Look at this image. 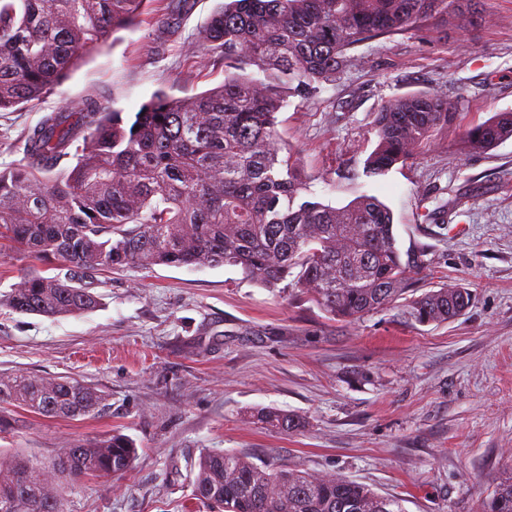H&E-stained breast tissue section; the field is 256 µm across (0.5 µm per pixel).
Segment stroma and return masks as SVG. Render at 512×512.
<instances>
[{
	"instance_id": "1",
	"label": "stroma",
	"mask_w": 512,
	"mask_h": 512,
	"mask_svg": "<svg viewBox=\"0 0 512 512\" xmlns=\"http://www.w3.org/2000/svg\"><path fill=\"white\" fill-rule=\"evenodd\" d=\"M194 2L164 40L168 15L155 0L57 92L0 112V169L18 160L25 128L88 90L130 117L157 91L219 86L223 65L199 67L185 48L224 0ZM480 9L478 19L452 16L356 47L358 65L312 97H289L277 126L310 199L340 208L367 193L390 208L398 246L417 264L414 294L470 289L455 321L416 324L398 306L341 321L293 279L268 288L231 265L86 273L102 304L80 316L0 308V375L67 376L106 396L100 416L80 420L0 404L13 426L0 448L47 464L66 441L113 431L138 448L122 477L64 481L67 512H209L191 487L208 448L340 475L401 498L405 512H479L512 461V138L484 152L463 141L512 111V0ZM432 89L452 107L448 127L415 158L365 177L376 113ZM262 407L306 425L286 434L256 423Z\"/></svg>"
}]
</instances>
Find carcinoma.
<instances>
[{"label": "carcinoma", "instance_id": "obj_1", "mask_svg": "<svg viewBox=\"0 0 512 512\" xmlns=\"http://www.w3.org/2000/svg\"><path fill=\"white\" fill-rule=\"evenodd\" d=\"M148 0H0V112L53 93L86 57L133 26ZM460 0H231L216 11L192 57L223 64L224 82L205 93L156 92L134 117L92 91L21 133L22 158L0 170V240L66 272H29L0 294L26 315L78 316L101 297L74 269L167 265L241 268L272 287L293 275L308 298L339 319H359L408 292L389 209L372 195L337 208L302 198L299 159L282 144L277 113L354 65L352 50L439 20ZM452 118L436 91L409 94L376 113L377 143L366 173L413 158ZM512 138V112L469 129L466 148ZM470 293L443 286L406 301L407 319L448 322ZM0 403L48 418L104 411L105 395L73 378L0 377ZM283 432L298 415L261 409ZM138 456L113 432L73 440L49 465L0 452V512H65L61 479L112 478ZM193 468V496L212 512H404L396 498L341 477H314L234 452L206 450ZM482 512H512V466Z\"/></svg>", "mask_w": 512, "mask_h": 512}]
</instances>
